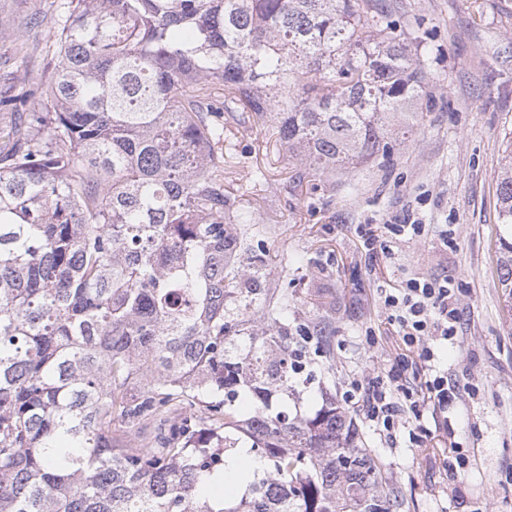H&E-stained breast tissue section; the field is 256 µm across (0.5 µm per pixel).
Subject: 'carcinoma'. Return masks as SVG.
<instances>
[{"mask_svg":"<svg viewBox=\"0 0 512 512\" xmlns=\"http://www.w3.org/2000/svg\"><path fill=\"white\" fill-rule=\"evenodd\" d=\"M384 16L379 0H70L56 71L30 90L42 109L0 128V512H391L343 411L288 418L309 361L288 347V293L235 261L250 212L224 193L226 112L271 129L298 187L391 159L432 91L417 38ZM504 153L512 226L511 135ZM183 404L202 426L162 419ZM147 422L153 443L125 447ZM242 450L261 463L245 492L211 495Z\"/></svg>","mask_w":512,"mask_h":512,"instance_id":"cac0c4a2","label":"carcinoma"}]
</instances>
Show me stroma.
I'll return each instance as SVG.
<instances>
[{
	"label": "stroma",
	"instance_id": "obj_1",
	"mask_svg": "<svg viewBox=\"0 0 512 512\" xmlns=\"http://www.w3.org/2000/svg\"><path fill=\"white\" fill-rule=\"evenodd\" d=\"M65 0H0V50H29L21 73L0 72V98L48 82L56 59L53 21ZM401 27L421 36L434 105L389 162L318 177L319 189L289 190L296 162L248 120L224 121V190L253 221L240 231L264 264L262 288L288 295V325L305 324L325 352L315 377L288 394L290 416L344 406L352 380L368 381L408 349L383 309L385 290L413 277L454 279L464 313L454 345L436 344L437 368L460 390L447 411L425 409L423 446L408 430L388 440L351 419L381 468L397 512H512V292L502 286L497 215L504 137L512 132V0H388ZM412 211L424 236L385 235L368 254L362 235ZM451 229L452 244L441 232ZM468 450L465 473L449 467Z\"/></svg>",
	"mask_w": 512,
	"mask_h": 512
}]
</instances>
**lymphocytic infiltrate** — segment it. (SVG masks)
<instances>
[{
	"mask_svg": "<svg viewBox=\"0 0 512 512\" xmlns=\"http://www.w3.org/2000/svg\"><path fill=\"white\" fill-rule=\"evenodd\" d=\"M388 322L397 328L412 358L392 362L384 375L369 386L353 385L346 402L365 419L395 437L405 424V406L399 395L408 375H424V404L444 410L456 398L457 388L447 375L434 372V341L456 339L462 330L463 312L451 278H412L398 293L386 294Z\"/></svg>",
	"mask_w": 512,
	"mask_h": 512,
	"instance_id": "1",
	"label": "lymphocytic infiltrate"
}]
</instances>
